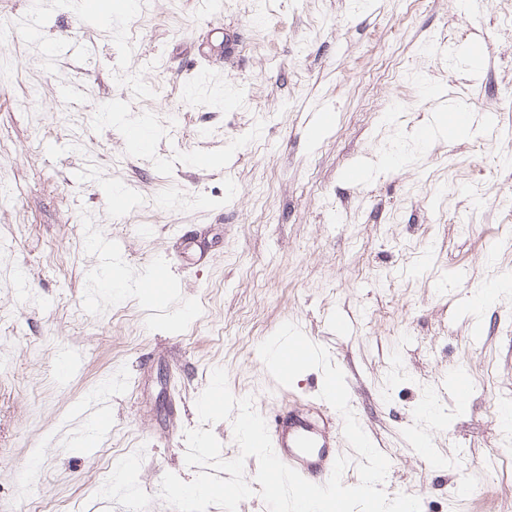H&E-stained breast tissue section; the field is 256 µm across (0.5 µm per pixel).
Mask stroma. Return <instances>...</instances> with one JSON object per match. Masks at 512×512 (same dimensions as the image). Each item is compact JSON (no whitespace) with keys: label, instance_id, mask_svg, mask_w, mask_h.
Segmentation results:
<instances>
[{"label":"stroma","instance_id":"stroma-1","mask_svg":"<svg viewBox=\"0 0 512 512\" xmlns=\"http://www.w3.org/2000/svg\"><path fill=\"white\" fill-rule=\"evenodd\" d=\"M85 9L0 0V512H171L161 480L199 472L185 433L214 368L258 413L321 406L320 370L284 387L258 354L286 322L343 371L394 461L388 496L505 512L512 289L473 301L512 278V0L476 17L460 0H132L99 24ZM74 37L87 54L51 57ZM452 105L494 115L496 134L437 137ZM144 123L149 153L124 136ZM99 238L117 245L122 295L91 276ZM167 261L159 303L142 283ZM68 351L83 367L63 383ZM460 371L466 404L451 395ZM107 380L112 423L74 447L85 421L71 408Z\"/></svg>","mask_w":512,"mask_h":512}]
</instances>
